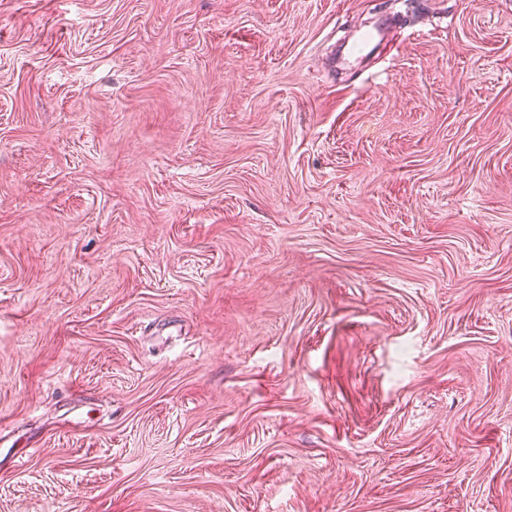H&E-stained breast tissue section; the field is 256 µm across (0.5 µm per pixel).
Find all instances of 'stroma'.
I'll return each mask as SVG.
<instances>
[{"label": "stroma", "instance_id": "35a3bbf8", "mask_svg": "<svg viewBox=\"0 0 512 512\" xmlns=\"http://www.w3.org/2000/svg\"><path fill=\"white\" fill-rule=\"evenodd\" d=\"M414 5L0 0V512H512V0ZM390 32V23L385 16L379 17L369 30L358 35L343 49V63L355 66L363 57L370 55L383 42Z\"/></svg>", "mask_w": 512, "mask_h": 512}]
</instances>
